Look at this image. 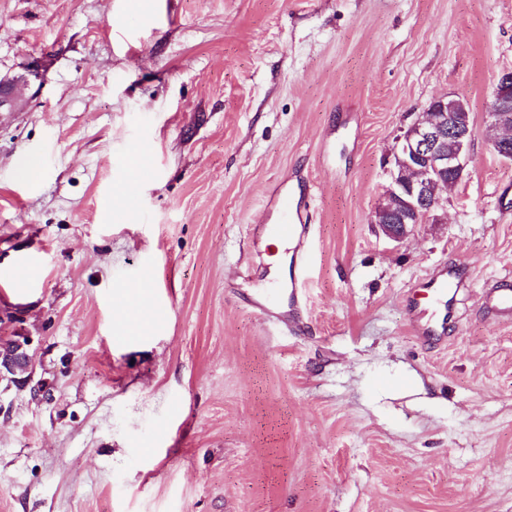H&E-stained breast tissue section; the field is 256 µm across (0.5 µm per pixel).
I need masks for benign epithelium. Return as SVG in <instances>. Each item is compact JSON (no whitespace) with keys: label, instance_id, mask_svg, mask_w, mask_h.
I'll return each instance as SVG.
<instances>
[{"label":"benign epithelium","instance_id":"obj_1","mask_svg":"<svg viewBox=\"0 0 512 512\" xmlns=\"http://www.w3.org/2000/svg\"><path fill=\"white\" fill-rule=\"evenodd\" d=\"M465 102L459 93L439 98L432 111L423 112L396 137L388 159V186L373 212L385 219L379 227L386 238L400 242L421 224L440 223L437 210L447 196L437 192L439 182L445 177L453 184L460 182L471 159L475 128ZM16 106L15 84L0 81V112H12ZM488 122L489 127L503 130V137L491 140V149L512 161V71L498 80ZM32 344L33 338L21 332L0 342V383L7 389L29 386L33 395L40 396L47 382L32 383Z\"/></svg>","mask_w":512,"mask_h":512}]
</instances>
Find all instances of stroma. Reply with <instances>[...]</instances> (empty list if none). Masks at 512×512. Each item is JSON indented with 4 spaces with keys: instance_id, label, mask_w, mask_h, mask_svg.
<instances>
[{
    "instance_id": "35a3bbf8",
    "label": "stroma",
    "mask_w": 512,
    "mask_h": 512,
    "mask_svg": "<svg viewBox=\"0 0 512 512\" xmlns=\"http://www.w3.org/2000/svg\"><path fill=\"white\" fill-rule=\"evenodd\" d=\"M0 270L36 378L0 394V512H512V162L486 138L512 0H0ZM466 96L438 224L371 215L394 139ZM305 198L302 331L260 317L278 185ZM467 283L437 346L410 286ZM147 292L165 319L128 327ZM482 300L496 321L512 322V280L510 277L487 285L483 289Z\"/></svg>"
}]
</instances>
